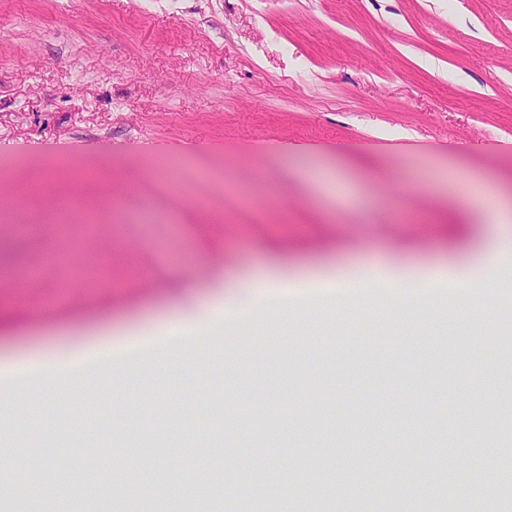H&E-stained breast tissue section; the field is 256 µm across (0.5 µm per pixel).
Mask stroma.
I'll return each mask as SVG.
<instances>
[{
  "label": "stroma",
  "instance_id": "1",
  "mask_svg": "<svg viewBox=\"0 0 512 512\" xmlns=\"http://www.w3.org/2000/svg\"><path fill=\"white\" fill-rule=\"evenodd\" d=\"M78 145L112 214L64 253L11 222L47 215L18 188L61 189ZM505 239L512 0H0V473L24 512L64 471L134 512L84 481L102 426L113 469L188 478L153 512H190L218 468L236 480L209 512L318 467L288 512H361L382 469L432 485L431 446L494 476L512 438L456 421L512 397ZM487 293L498 317L469 333ZM57 355L70 376L38 368Z\"/></svg>",
  "mask_w": 512,
  "mask_h": 512
}]
</instances>
